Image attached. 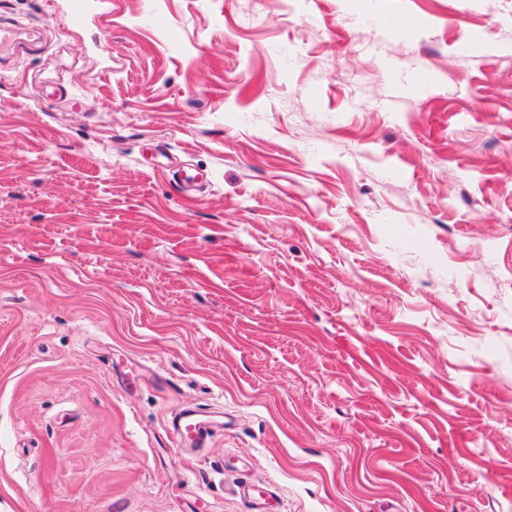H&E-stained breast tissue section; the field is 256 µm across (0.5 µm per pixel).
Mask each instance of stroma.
I'll return each mask as SVG.
<instances>
[{
	"instance_id": "obj_1",
	"label": "stroma",
	"mask_w": 512,
	"mask_h": 512,
	"mask_svg": "<svg viewBox=\"0 0 512 512\" xmlns=\"http://www.w3.org/2000/svg\"><path fill=\"white\" fill-rule=\"evenodd\" d=\"M64 10L0 0V512H507L512 0ZM222 424L209 418L203 411L188 408L172 420L171 432L181 451L193 452L203 447Z\"/></svg>"
}]
</instances>
